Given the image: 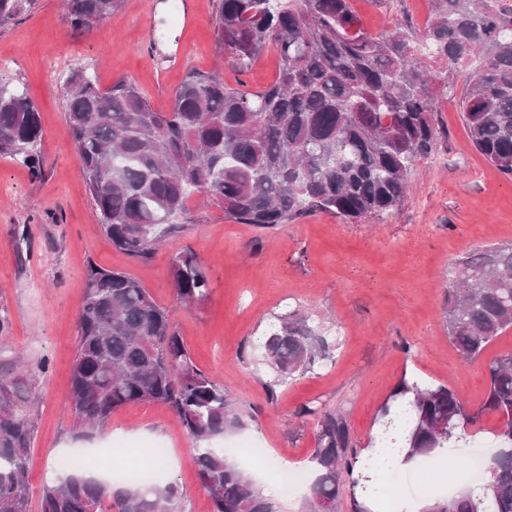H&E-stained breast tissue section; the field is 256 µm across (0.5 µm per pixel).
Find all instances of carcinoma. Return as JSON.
Instances as JSON below:
<instances>
[{"mask_svg": "<svg viewBox=\"0 0 512 512\" xmlns=\"http://www.w3.org/2000/svg\"><path fill=\"white\" fill-rule=\"evenodd\" d=\"M34 0H0V27ZM121 0H65L74 30L112 14ZM424 43L399 20L368 32L350 0H219L220 52L244 69L272 47L280 65L270 86L245 92L217 70L188 74L169 111L152 108L125 79L108 89L73 71L65 79V119L98 223L112 246L146 262L172 219L201 196L239 224L270 229L311 213L347 221L390 213L407 192L413 164L437 148V104L455 74L471 69L460 109L474 148L512 176V0H430ZM42 129L27 95L0 85V156H23L41 173ZM176 301L198 305L209 281L186 248L170 266ZM448 339L465 362L512 328V247L461 262L448 279ZM281 380L311 373L330 358L324 336L292 311L263 343ZM47 362L21 374L0 373V512H29L27 464L33 430L32 383ZM489 385L475 409L450 388L401 380L390 399L408 393V457L435 460L485 414L500 417L502 448L493 456L490 512H512V351L488 364ZM143 402L168 407L194 445V462L211 512H277L251 475L215 439L236 427L233 401L193 362L169 310L135 278L90 263L77 316L67 412L75 437H93L113 413ZM317 415L309 512H335L357 456L344 414ZM65 470L41 490L40 512H189L179 485L126 479L115 489ZM428 512H478L456 492Z\"/></svg>", "mask_w": 512, "mask_h": 512, "instance_id": "carcinoma-1", "label": "carcinoma"}]
</instances>
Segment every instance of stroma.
Returning a JSON list of instances; mask_svg holds the SVG:
<instances>
[{
    "label": "stroma",
    "instance_id": "stroma-1",
    "mask_svg": "<svg viewBox=\"0 0 512 512\" xmlns=\"http://www.w3.org/2000/svg\"><path fill=\"white\" fill-rule=\"evenodd\" d=\"M171 4L123 0L117 12L78 33L62 0H35L0 28V81L27 90L42 126L40 174L0 156V308L10 317L0 332V369L10 370L18 354L32 367L48 363L31 391L30 512H40L41 488L55 476L62 452L90 455L121 441L138 457L145 441L164 449L160 480L176 482L192 512L211 510L193 444L166 406L134 404L113 413L93 440L72 435L65 405L88 263L136 278L169 309L196 366L237 401L241 424L225 442L254 440L267 457L292 469L304 468L315 446L314 419L298 417L300 407L345 412L361 450L369 447L380 409L404 376L420 374L448 386L474 408L487 390L489 361L512 351V329L470 363L448 340L449 272L467 256L512 244V177L471 143L457 106L467 87L462 75L438 112L446 138L432 156L415 162L409 192L392 213L356 224L315 213L259 229L195 199L149 261L113 248L94 216L68 134V69H86L104 88L129 79L162 112L189 72L217 68L229 87L255 91L271 85L279 71L271 48L243 72L222 58L214 36L217 0H195L198 20L187 29ZM351 5L374 34L398 18L419 37L430 16L429 0ZM176 46L180 63L162 68L164 52ZM187 247L197 252L211 283L208 299L188 309L176 302L169 275L172 258ZM292 310L320 326L331 359L279 385L262 343L269 324Z\"/></svg>",
    "mask_w": 512,
    "mask_h": 512
}]
</instances>
